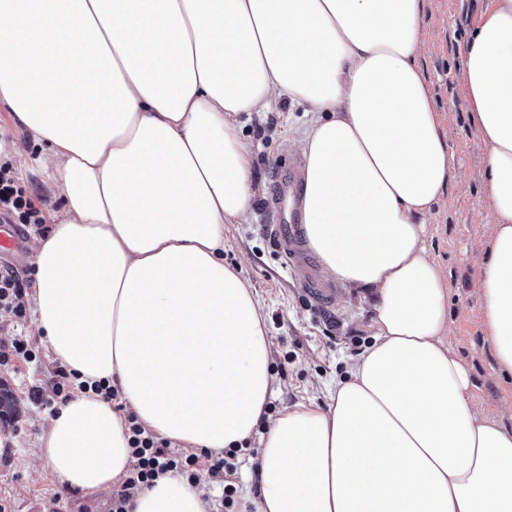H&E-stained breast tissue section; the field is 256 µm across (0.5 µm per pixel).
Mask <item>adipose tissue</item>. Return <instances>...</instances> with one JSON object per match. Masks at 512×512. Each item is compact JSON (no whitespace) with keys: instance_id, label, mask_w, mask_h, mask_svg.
<instances>
[{"instance_id":"adipose-tissue-1","label":"adipose tissue","mask_w":512,"mask_h":512,"mask_svg":"<svg viewBox=\"0 0 512 512\" xmlns=\"http://www.w3.org/2000/svg\"><path fill=\"white\" fill-rule=\"evenodd\" d=\"M422 0H0V101L45 144L65 209L32 245L40 342L81 392L39 438L61 483L106 494L132 468L128 415L221 452L265 424L243 512H512V431L479 414L444 338L448 290L425 220L454 172L416 59ZM41 75L32 89L21 75ZM488 153L493 243L480 324L512 374V0L466 49ZM318 115L297 148L304 236L323 272L377 296L373 343L329 410L266 417L270 340L224 262L256 197L236 117L282 98ZM133 512H209L165 474Z\"/></svg>"}]
</instances>
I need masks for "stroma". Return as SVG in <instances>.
Here are the masks:
<instances>
[{"mask_svg":"<svg viewBox=\"0 0 512 512\" xmlns=\"http://www.w3.org/2000/svg\"><path fill=\"white\" fill-rule=\"evenodd\" d=\"M492 0H424L421 16L425 45L418 59L441 130L454 152L455 172L440 202L428 217L426 244L430 257L446 276L449 332L445 342L466 367L473 402L506 429L512 430V376L496 369L493 349L479 322L481 300L475 288L480 257L474 248L492 235L487 153L472 117L464 79L468 42ZM316 113L283 98L262 112L240 114L242 141L253 158L258 194L244 223L224 227V261L239 269L262 307L271 341L272 415L299 402L314 401L329 408L336 385L348 377L354 362L374 341L376 296L368 289L336 284L332 299L314 309L276 250L268 226V202L280 168L295 157ZM45 150L17 125L0 104V158L11 161L20 182L41 197L44 214L61 212L62 200L47 181L36 158ZM56 366L46 351L35 362L9 360L0 364V385L14 397L13 416L0 420V498L14 512H109L110 496L88 495L60 483L41 470L38 436L51 417L28 393L40 387L52 392ZM261 436L253 434L233 475L204 476L221 502L225 484L250 486L262 492L258 466Z\"/></svg>","mask_w":512,"mask_h":512,"instance_id":"obj_1","label":"stroma"}]
</instances>
